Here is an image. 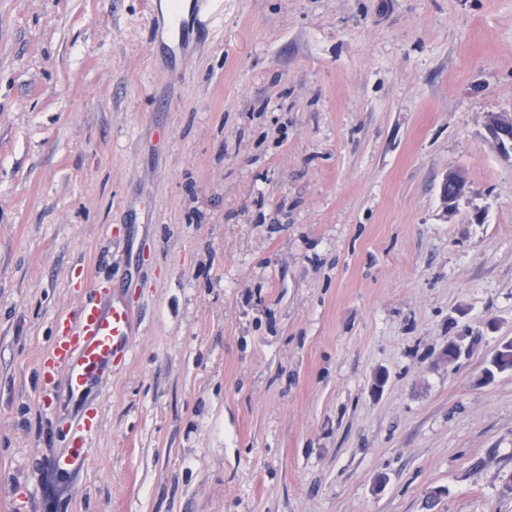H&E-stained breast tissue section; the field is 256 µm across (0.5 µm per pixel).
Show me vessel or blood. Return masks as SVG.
I'll return each mask as SVG.
<instances>
[{
    "label": "vessel or blood",
    "instance_id": "obj_1",
    "mask_svg": "<svg viewBox=\"0 0 512 512\" xmlns=\"http://www.w3.org/2000/svg\"><path fill=\"white\" fill-rule=\"evenodd\" d=\"M167 19L169 37L162 47L169 58H176L186 32L212 29L224 18V0H172ZM136 333V319L122 299H112L100 307L97 296H90L77 318L67 323L55 337L41 364L45 379L56 369H64L71 393H81L88 379L105 365L128 357Z\"/></svg>",
    "mask_w": 512,
    "mask_h": 512
}]
</instances>
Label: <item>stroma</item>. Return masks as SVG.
<instances>
[{"mask_svg":"<svg viewBox=\"0 0 512 512\" xmlns=\"http://www.w3.org/2000/svg\"><path fill=\"white\" fill-rule=\"evenodd\" d=\"M145 2L0 0V512H512V0H224L175 63ZM488 129L501 151L504 147L512 150V115L496 116ZM65 325L41 364L49 382L56 369L63 368L72 394H80L88 379L105 365L128 357L136 333V319L129 305L112 297L111 303L101 308L97 292L84 302L77 318Z\"/></svg>","mask_w":512,"mask_h":512,"instance_id":"stroma-1","label":"stroma"}]
</instances>
